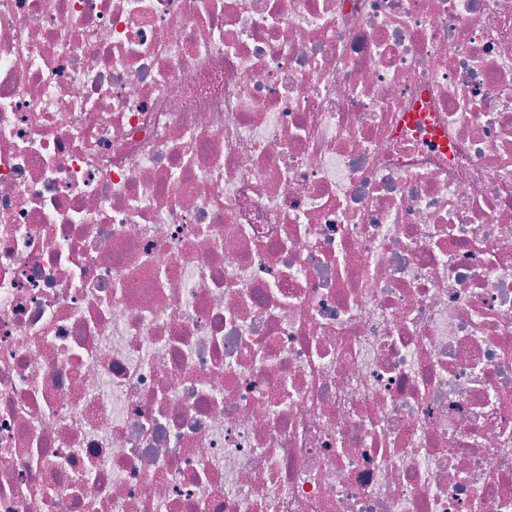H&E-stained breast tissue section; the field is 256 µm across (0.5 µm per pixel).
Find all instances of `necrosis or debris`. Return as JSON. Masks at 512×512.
I'll return each mask as SVG.
<instances>
[{"label": "necrosis or debris", "mask_w": 512, "mask_h": 512, "mask_svg": "<svg viewBox=\"0 0 512 512\" xmlns=\"http://www.w3.org/2000/svg\"><path fill=\"white\" fill-rule=\"evenodd\" d=\"M0 512H512V0H0Z\"/></svg>", "instance_id": "obj_1"}]
</instances>
